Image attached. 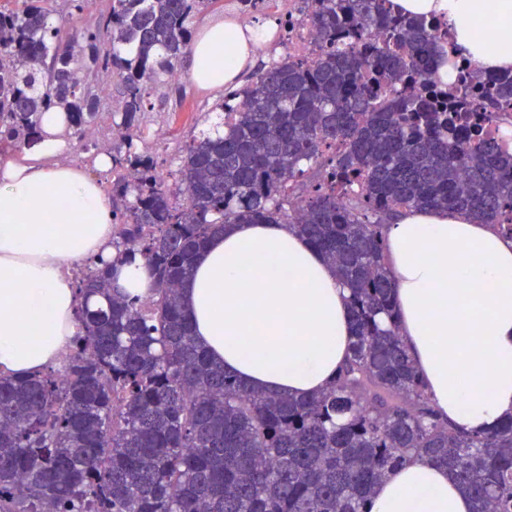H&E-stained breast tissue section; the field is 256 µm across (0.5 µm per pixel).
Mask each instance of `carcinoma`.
<instances>
[{
    "mask_svg": "<svg viewBox=\"0 0 512 512\" xmlns=\"http://www.w3.org/2000/svg\"><path fill=\"white\" fill-rule=\"evenodd\" d=\"M42 2L0 5V143L23 145L52 106L84 135L98 117L87 101L103 76L117 81L112 247L143 262L154 294L112 293L110 264L95 261L63 365L0 378V512H365L413 460L448 469L474 512H512V418L478 433L440 414L392 305L384 217L466 213L512 239V155L448 118L430 88L447 54L432 23L391 0H312L318 60L274 61L224 95L172 188L134 128L154 88L181 93L198 7L218 0H111L77 35ZM481 77L459 111L512 113V76ZM266 222L295 225L350 290L349 356L310 399L252 390L211 363L182 309L209 238Z\"/></svg>",
    "mask_w": 512,
    "mask_h": 512,
    "instance_id": "1",
    "label": "carcinoma"
}]
</instances>
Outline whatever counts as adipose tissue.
I'll use <instances>...</instances> for the list:
<instances>
[{
    "label": "adipose tissue",
    "mask_w": 512,
    "mask_h": 512,
    "mask_svg": "<svg viewBox=\"0 0 512 512\" xmlns=\"http://www.w3.org/2000/svg\"><path fill=\"white\" fill-rule=\"evenodd\" d=\"M395 12L448 24L449 51L488 71L512 69V0H392ZM493 27V37L477 31ZM271 24L207 23L190 46L192 81L215 95L237 87ZM64 112L39 115L21 156L0 155V374L58 367L80 329L68 268L113 263L131 297L152 293L142 262L117 259L112 196L95 171L65 162ZM399 332L434 406L472 431L512 416V239L460 213L406 210L386 227ZM254 259L243 274L245 256ZM349 292L322 253L287 224H230L197 255L182 299L210 360L250 388L317 395L351 346ZM444 468L413 461L376 488L371 512H471Z\"/></svg>",
    "instance_id": "1"
}]
</instances>
